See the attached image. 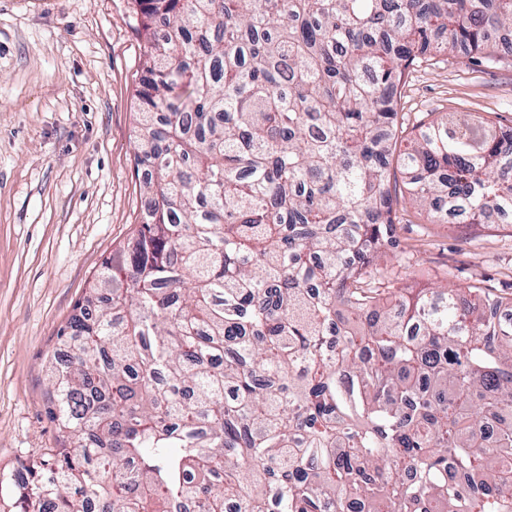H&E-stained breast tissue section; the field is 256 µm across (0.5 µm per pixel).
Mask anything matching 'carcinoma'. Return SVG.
Returning a JSON list of instances; mask_svg holds the SVG:
<instances>
[{
    "mask_svg": "<svg viewBox=\"0 0 512 512\" xmlns=\"http://www.w3.org/2000/svg\"><path fill=\"white\" fill-rule=\"evenodd\" d=\"M133 2L168 29L138 92L147 220L57 333L62 440L13 512H512V297L384 265L395 154L431 223L512 213L493 120L397 112L428 54L512 60V0Z\"/></svg>",
    "mask_w": 512,
    "mask_h": 512,
    "instance_id": "carcinoma-1",
    "label": "carcinoma"
}]
</instances>
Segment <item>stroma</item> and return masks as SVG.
Masks as SVG:
<instances>
[{
    "mask_svg": "<svg viewBox=\"0 0 512 512\" xmlns=\"http://www.w3.org/2000/svg\"><path fill=\"white\" fill-rule=\"evenodd\" d=\"M131 0H0V472L58 447L46 417L56 335L102 261L145 216L134 164L144 35ZM413 127L441 112L512 130V63L460 54L409 73ZM400 288L473 282L512 294V215L430 223L399 197Z\"/></svg>",
    "mask_w": 512,
    "mask_h": 512,
    "instance_id": "stroma-1",
    "label": "stroma"
}]
</instances>
